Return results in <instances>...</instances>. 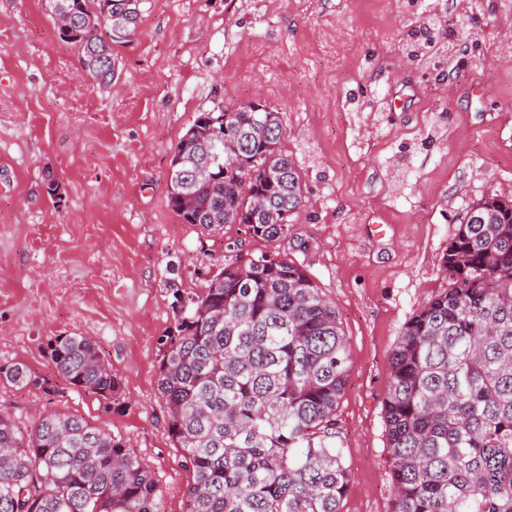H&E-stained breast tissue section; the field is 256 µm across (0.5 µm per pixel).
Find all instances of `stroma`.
I'll return each instance as SVG.
<instances>
[{
	"label": "stroma",
	"instance_id": "obj_1",
	"mask_svg": "<svg viewBox=\"0 0 512 512\" xmlns=\"http://www.w3.org/2000/svg\"><path fill=\"white\" fill-rule=\"evenodd\" d=\"M140 0L102 86L43 0H0V363L52 389L1 387L28 427L77 414L153 472L160 512H184L190 473L157 390L173 288L194 294L238 253L288 256L335 306L350 370L336 410L351 482L341 512H390L383 401L407 321L448 288L441 259L482 198H512V0ZM473 29L445 78L403 51L410 17ZM279 112L303 206L286 238L217 234L168 204L178 141L203 112ZM60 185L49 196L48 179ZM90 339L118 404L71 388L47 345Z\"/></svg>",
	"mask_w": 512,
	"mask_h": 512
}]
</instances>
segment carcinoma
<instances>
[{
	"label": "carcinoma",
	"mask_w": 512,
	"mask_h": 512,
	"mask_svg": "<svg viewBox=\"0 0 512 512\" xmlns=\"http://www.w3.org/2000/svg\"><path fill=\"white\" fill-rule=\"evenodd\" d=\"M58 29L82 69L112 83V18L140 22L126 0H59ZM453 57V39L422 23L419 41ZM223 132L234 156L192 176ZM280 112H202L176 145L168 202L210 233L244 224L254 239L288 235L302 177L281 149ZM451 287L406 323L389 359L383 410L391 512H512V207L475 204L442 257ZM176 332L161 338L157 390L191 480L185 512H340L351 480L336 419L349 349L336 309L294 260L237 257L202 292L173 291ZM59 376L110 406L120 379L89 339L48 344ZM44 384L21 362L0 386ZM0 512H159L152 471L126 441L75 414L48 412L27 431L0 413Z\"/></svg>",
	"instance_id": "cac0c4a2"
}]
</instances>
